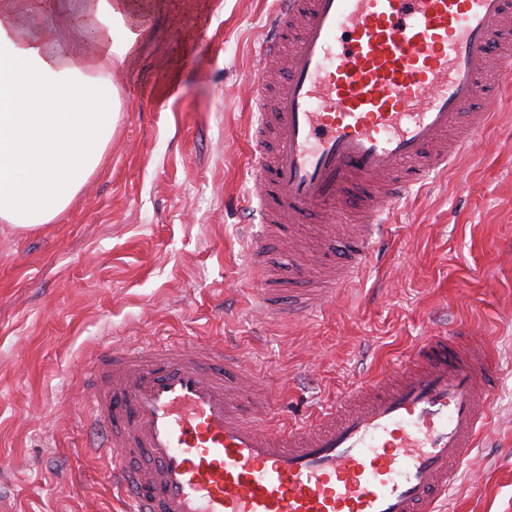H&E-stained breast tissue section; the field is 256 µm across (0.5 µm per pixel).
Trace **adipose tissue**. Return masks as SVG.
Instances as JSON below:
<instances>
[{"mask_svg": "<svg viewBox=\"0 0 512 512\" xmlns=\"http://www.w3.org/2000/svg\"><path fill=\"white\" fill-rule=\"evenodd\" d=\"M165 0H0V223L33 228L100 166L144 12ZM51 16L48 27L35 24Z\"/></svg>", "mask_w": 512, "mask_h": 512, "instance_id": "1", "label": "adipose tissue"}]
</instances>
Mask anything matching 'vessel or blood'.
Segmentation results:
<instances>
[{
  "label": "vessel or blood",
  "mask_w": 512,
  "mask_h": 512,
  "mask_svg": "<svg viewBox=\"0 0 512 512\" xmlns=\"http://www.w3.org/2000/svg\"><path fill=\"white\" fill-rule=\"evenodd\" d=\"M247 129L258 157L248 237L264 318L312 313L371 260L382 201L469 152L475 101L512 79V0H275ZM318 213L317 226L307 217ZM329 256L308 296L273 301L282 225ZM237 357L193 342L101 352L89 365L92 449L131 512H434L490 413L494 354L433 336L290 426L233 400Z\"/></svg>",
  "instance_id": "obj_1"
}]
</instances>
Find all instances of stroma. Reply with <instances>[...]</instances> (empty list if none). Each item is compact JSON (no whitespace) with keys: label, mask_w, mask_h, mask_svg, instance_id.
Here are the masks:
<instances>
[{"label":"stroma","mask_w":512,"mask_h":512,"mask_svg":"<svg viewBox=\"0 0 512 512\" xmlns=\"http://www.w3.org/2000/svg\"><path fill=\"white\" fill-rule=\"evenodd\" d=\"M273 0H167L103 166L51 223H0V512H124L84 444L96 346L228 344L280 424L387 374L431 336L495 353L492 415L438 512H512V90L476 147L387 216L385 258L318 312L252 309L248 85ZM177 76L181 90L168 93Z\"/></svg>","instance_id":"stroma-1"}]
</instances>
